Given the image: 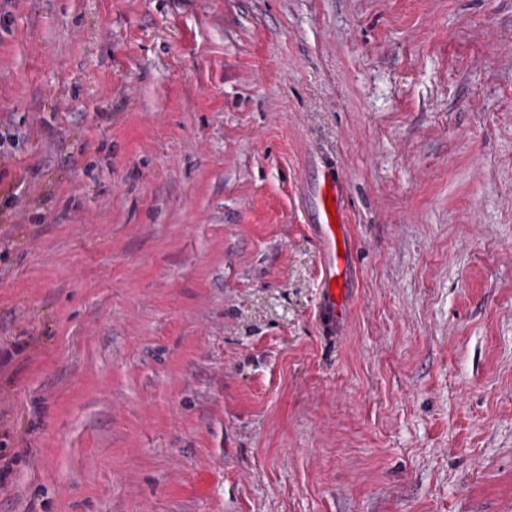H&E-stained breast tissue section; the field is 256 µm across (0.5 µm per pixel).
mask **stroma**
Returning <instances> with one entry per match:
<instances>
[{"label": "stroma", "mask_w": 512, "mask_h": 512, "mask_svg": "<svg viewBox=\"0 0 512 512\" xmlns=\"http://www.w3.org/2000/svg\"><path fill=\"white\" fill-rule=\"evenodd\" d=\"M0 131V512H512V0H0ZM340 186L341 181L338 178H329L328 182H324L319 198L322 222L317 224V230L325 246L326 255L320 277L318 311L323 331L328 334H336L339 315H342L348 306L347 297L353 278L346 249L347 225L340 214L338 204ZM328 190L332 193L338 228L332 226L331 213L327 210ZM338 244H342L344 256L339 255ZM334 280H337L338 288H332Z\"/></svg>", "instance_id": "stroma-1"}]
</instances>
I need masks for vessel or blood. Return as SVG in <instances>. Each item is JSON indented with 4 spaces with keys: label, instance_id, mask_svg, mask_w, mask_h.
<instances>
[{
    "label": "vessel or blood",
    "instance_id": "vessel-or-blood-1",
    "mask_svg": "<svg viewBox=\"0 0 512 512\" xmlns=\"http://www.w3.org/2000/svg\"><path fill=\"white\" fill-rule=\"evenodd\" d=\"M317 230L325 246V262L320 277L319 319L324 332L332 334L340 314L348 306V294L353 271L347 257L339 253L340 244L347 241L346 224H333L329 212H322Z\"/></svg>",
    "mask_w": 512,
    "mask_h": 512
}]
</instances>
